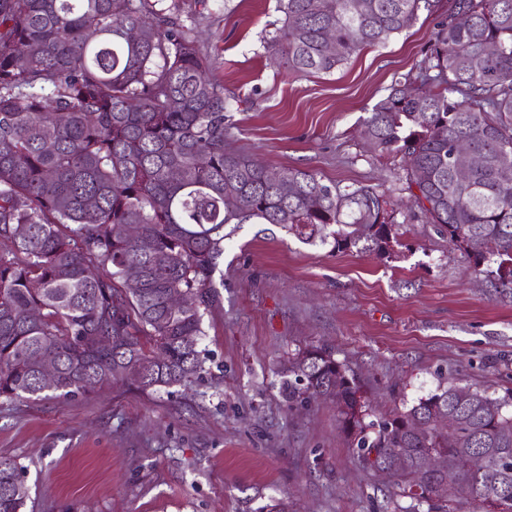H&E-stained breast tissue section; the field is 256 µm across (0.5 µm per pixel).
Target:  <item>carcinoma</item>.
Segmentation results:
<instances>
[{"label":"carcinoma","instance_id":"carcinoma-1","mask_svg":"<svg viewBox=\"0 0 512 512\" xmlns=\"http://www.w3.org/2000/svg\"><path fill=\"white\" fill-rule=\"evenodd\" d=\"M0 0V398L98 386L190 387L205 371L204 313L230 224H277L333 251L385 255L386 191L342 188L224 149L229 104L179 0ZM431 0H278L268 42L289 74L330 73L409 29ZM139 31V40L127 31ZM332 33L333 49L324 47ZM380 157H400L416 209L471 272L512 297V0H454L415 72L363 121ZM473 153L456 176L455 144ZM132 225L137 235L125 233ZM26 227V234L18 233ZM189 303L172 309V294ZM59 371L40 383L37 360ZM288 401L328 400L364 467H396L399 512L458 496L512 512V395L449 385L366 421L363 386L327 346L289 360ZM454 419L453 434L438 427ZM418 420L433 421L418 432ZM488 469L460 473L465 449ZM433 455L445 466L424 469ZM26 467L0 456V512H24Z\"/></svg>","mask_w":512,"mask_h":512}]
</instances>
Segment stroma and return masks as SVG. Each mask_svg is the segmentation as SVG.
Listing matches in <instances>:
<instances>
[{
    "instance_id": "35a3bbf8",
    "label": "stroma",
    "mask_w": 512,
    "mask_h": 512,
    "mask_svg": "<svg viewBox=\"0 0 512 512\" xmlns=\"http://www.w3.org/2000/svg\"><path fill=\"white\" fill-rule=\"evenodd\" d=\"M217 56L227 100L245 99L226 148L277 169L407 196L401 163L359 129L414 70L453 0L330 74L289 75L270 58L277 0H181ZM390 254L308 245L273 224L224 242L220 301L204 317L206 371L192 389L110 385L87 398L0 400V455L26 466L27 512H394V479L359 463L335 407L288 406L276 369L332 347L361 377L375 417L455 384L512 392V300L491 296L446 237L405 209Z\"/></svg>"
}]
</instances>
